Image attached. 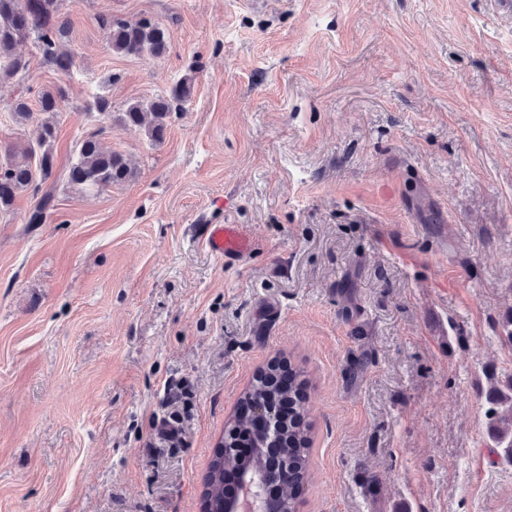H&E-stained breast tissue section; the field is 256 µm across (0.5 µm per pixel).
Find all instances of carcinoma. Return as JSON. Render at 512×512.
Segmentation results:
<instances>
[{
    "label": "carcinoma",
    "mask_w": 512,
    "mask_h": 512,
    "mask_svg": "<svg viewBox=\"0 0 512 512\" xmlns=\"http://www.w3.org/2000/svg\"><path fill=\"white\" fill-rule=\"evenodd\" d=\"M61 0H0V82L11 80L25 72L28 62L15 52L18 44L34 38L42 57L65 76L71 74L73 58L63 45L73 41V31L60 16ZM100 26L107 32L112 52L125 56L147 54L161 58L169 53L171 43L166 28L148 19L129 22L120 18L101 17ZM192 80L183 79L168 95H159L147 104H129L119 121L145 131L154 142L160 143L169 126L173 112L191 94ZM65 98L64 90H44L37 96L38 110L50 115L32 132L28 145L22 151L5 149L4 163L0 164V215L12 210L19 193L32 190L40 194L29 223L40 224L53 207L54 194L42 190L54 174L56 156L54 142L56 126L51 116L59 112ZM86 109L112 116L108 97L94 93ZM64 176L67 183L89 192H99L112 185L132 181L136 173L123 155L102 148L97 135L83 138L77 146L76 161L68 165ZM281 369L280 364L257 373L244 392L242 401L260 409L268 418L266 430L252 434L253 452L246 459L234 452L236 433L250 427L249 419L238 415L224 432V450L217 453L210 464L209 478L204 492L207 512H226L229 504L224 499V478L261 474L258 486L265 512H298L299 491L310 477V427L305 421L301 401L304 380L300 373L288 370L292 377L288 389H281L270 378ZM486 417L490 435L504 457L512 456V379L494 384L486 392ZM286 401L294 407L288 419H280L276 405Z\"/></svg>",
    "instance_id": "1"
}]
</instances>
